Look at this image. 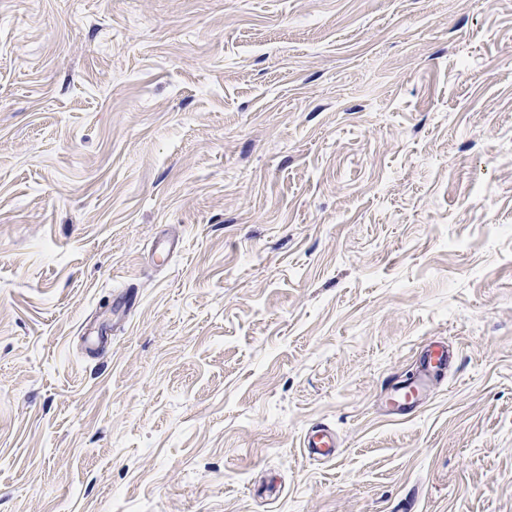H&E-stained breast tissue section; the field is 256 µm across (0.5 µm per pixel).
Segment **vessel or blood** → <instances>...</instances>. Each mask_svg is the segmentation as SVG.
I'll list each match as a JSON object with an SVG mask.
<instances>
[{
    "label": "vessel or blood",
    "mask_w": 512,
    "mask_h": 512,
    "mask_svg": "<svg viewBox=\"0 0 512 512\" xmlns=\"http://www.w3.org/2000/svg\"><path fill=\"white\" fill-rule=\"evenodd\" d=\"M453 359L454 353L445 343H429L423 351L416 376L391 383L387 410L400 417L414 414L425 399L427 388L444 377ZM304 446L317 460L333 459L339 452L334 433L322 424L314 426L307 434Z\"/></svg>",
    "instance_id": "vessel-or-blood-1"
}]
</instances>
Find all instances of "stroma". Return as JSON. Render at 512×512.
<instances>
[{
	"label": "stroma",
	"instance_id": "35a3bbf8",
	"mask_svg": "<svg viewBox=\"0 0 512 512\" xmlns=\"http://www.w3.org/2000/svg\"><path fill=\"white\" fill-rule=\"evenodd\" d=\"M0 512H512V0H0ZM454 356L445 343H429L423 351L417 376L391 383L387 410L400 417L414 414L426 398L427 388L435 385L448 372ZM304 447L308 448L309 454L316 460L333 459L340 451L336 436L323 424L314 426L307 434Z\"/></svg>",
	"mask_w": 512,
	"mask_h": 512
}]
</instances>
